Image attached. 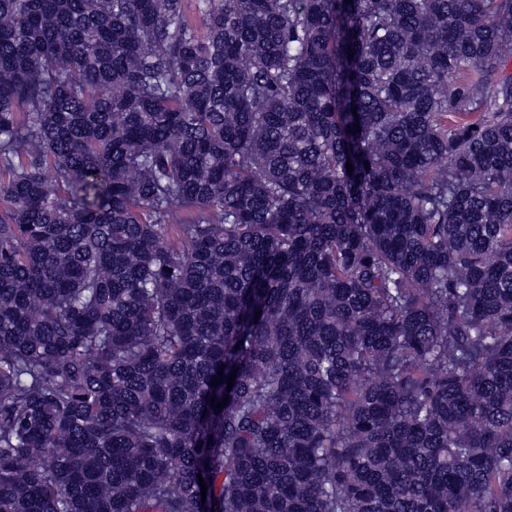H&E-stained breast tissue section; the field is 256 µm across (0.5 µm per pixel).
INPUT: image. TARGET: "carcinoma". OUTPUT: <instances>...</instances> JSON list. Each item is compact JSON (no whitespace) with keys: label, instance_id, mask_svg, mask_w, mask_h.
Instances as JSON below:
<instances>
[{"label":"carcinoma","instance_id":"1","mask_svg":"<svg viewBox=\"0 0 512 512\" xmlns=\"http://www.w3.org/2000/svg\"><path fill=\"white\" fill-rule=\"evenodd\" d=\"M511 59L512 0H0V512H512Z\"/></svg>","mask_w":512,"mask_h":512}]
</instances>
